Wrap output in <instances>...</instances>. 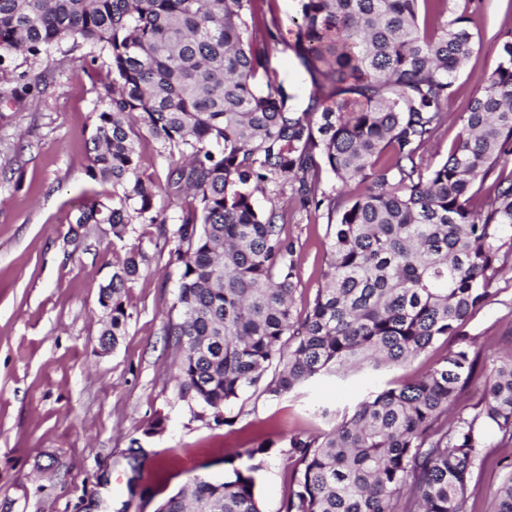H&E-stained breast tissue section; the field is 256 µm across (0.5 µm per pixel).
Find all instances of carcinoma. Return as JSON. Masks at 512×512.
Here are the masks:
<instances>
[{"label":"carcinoma","instance_id":"cac0c4a2","mask_svg":"<svg viewBox=\"0 0 512 512\" xmlns=\"http://www.w3.org/2000/svg\"><path fill=\"white\" fill-rule=\"evenodd\" d=\"M301 2L299 57L323 83L299 111L268 70L281 32L249 35L258 0H0V71L69 39L105 55L113 78L87 168L104 191L81 202L75 224H106L120 241L154 225L174 243L179 395L218 425L250 391L277 398L325 373L397 368L461 336L512 254V174L473 203L475 184L512 159V32L447 158L431 164L423 153L473 53V18L448 0ZM142 133L168 163L163 186L142 170ZM286 186L302 209L327 204L331 221L328 271L303 312L284 214L253 200ZM162 190L177 214L158 205ZM150 262L134 244L100 286L114 347L130 318L123 295ZM478 361L466 343L420 378L376 388L331 430L290 436L284 512H472L468 482L489 437L512 440V352L484 369L474 412L448 419ZM258 469L196 476L156 512H262ZM495 499V512H512V471Z\"/></svg>","mask_w":512,"mask_h":512}]
</instances>
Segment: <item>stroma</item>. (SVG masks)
<instances>
[{
	"instance_id": "35a3bbf8",
	"label": "stroma",
	"mask_w": 512,
	"mask_h": 512,
	"mask_svg": "<svg viewBox=\"0 0 512 512\" xmlns=\"http://www.w3.org/2000/svg\"><path fill=\"white\" fill-rule=\"evenodd\" d=\"M479 25L477 46L445 110L448 121L424 154L435 163L461 128L460 118L499 61L498 34L512 30V0H450ZM283 39L271 43L270 68L292 107L304 108L314 84L293 42L299 0H265ZM96 49L62 42L20 72H0V512H156L195 476L223 478L228 449L272 434L330 429L338 412L366 395L365 372L316 377L295 392L247 395L229 426L198 418L179 396L178 352L166 328L179 271L156 257L155 227L137 235L153 259L124 298L130 315L117 348L100 345L105 313L99 291L129 241L108 226L74 222L83 198L100 187L87 176L89 139L100 95L112 76ZM285 231L300 248L296 306H312L326 260V211L294 209ZM480 351L512 350V280L494 283L463 327ZM164 429L145 430L156 418ZM142 467L131 471L129 455ZM512 462V442L493 438L485 465L468 485L475 512H493L495 491ZM255 494L262 512H282L292 469L282 448L261 458Z\"/></svg>"
}]
</instances>
